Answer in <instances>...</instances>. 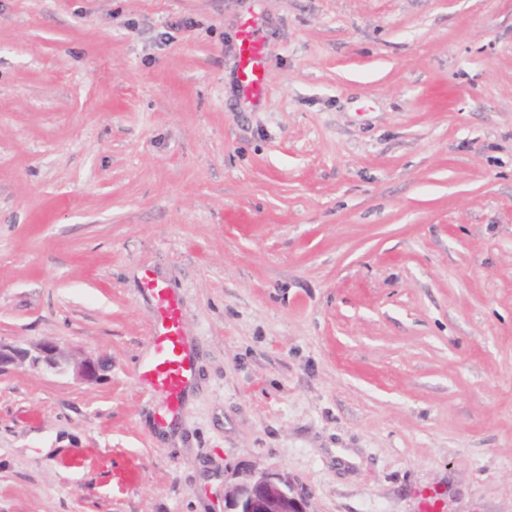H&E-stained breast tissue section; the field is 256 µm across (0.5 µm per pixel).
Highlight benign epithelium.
I'll use <instances>...</instances> for the list:
<instances>
[{
	"mask_svg": "<svg viewBox=\"0 0 512 512\" xmlns=\"http://www.w3.org/2000/svg\"><path fill=\"white\" fill-rule=\"evenodd\" d=\"M24 364L56 374L70 372L75 380L88 383L99 379L106 368L103 358L72 360L49 341L30 349L0 344V372ZM309 506L308 497L278 473H244L224 489V512H309Z\"/></svg>",
	"mask_w": 512,
	"mask_h": 512,
	"instance_id": "obj_1",
	"label": "benign epithelium"
}]
</instances>
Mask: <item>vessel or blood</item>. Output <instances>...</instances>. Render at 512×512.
<instances>
[{
    "label": "vessel or blood",
    "mask_w": 512,
    "mask_h": 512,
    "mask_svg": "<svg viewBox=\"0 0 512 512\" xmlns=\"http://www.w3.org/2000/svg\"><path fill=\"white\" fill-rule=\"evenodd\" d=\"M259 21L248 23L241 31L237 80L245 96L259 97L266 90V58ZM142 287L152 299L153 327L149 337L152 355L141 366L138 378L153 391L169 399L158 418L159 425L172 423L180 413V401L191 384L195 365L191 345L184 333L179 299L155 277L143 275Z\"/></svg>",
    "instance_id": "vessel-or-blood-1"
}]
</instances>
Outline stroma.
I'll return each mask as SVG.
<instances>
[{
    "label": "stroma",
    "instance_id": "1",
    "mask_svg": "<svg viewBox=\"0 0 512 512\" xmlns=\"http://www.w3.org/2000/svg\"><path fill=\"white\" fill-rule=\"evenodd\" d=\"M147 272L195 355L168 431ZM42 341L109 367L0 374V512H224L245 467L512 512V0H0V343ZM260 27L259 19H254L242 29L240 36L237 80L242 93L252 98L260 97L266 90L267 63Z\"/></svg>",
    "mask_w": 512,
    "mask_h": 512
}]
</instances>
